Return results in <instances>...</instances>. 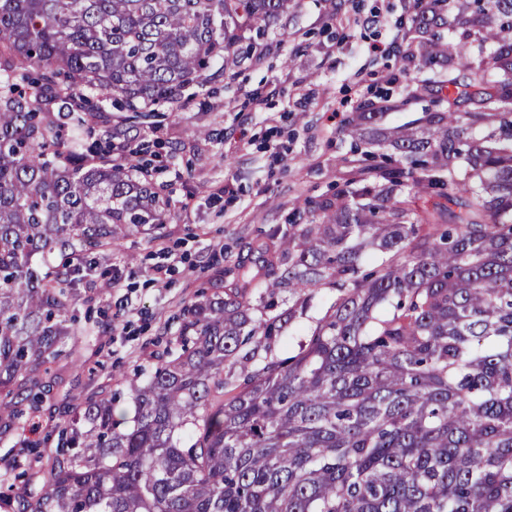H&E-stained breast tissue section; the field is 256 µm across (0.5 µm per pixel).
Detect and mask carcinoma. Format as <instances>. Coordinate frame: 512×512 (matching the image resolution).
Returning a JSON list of instances; mask_svg holds the SVG:
<instances>
[{"label":"carcinoma","instance_id":"obj_1","mask_svg":"<svg viewBox=\"0 0 512 512\" xmlns=\"http://www.w3.org/2000/svg\"><path fill=\"white\" fill-rule=\"evenodd\" d=\"M290 2L0 0L4 428L43 412L75 353L58 259L165 223L130 131L234 76L244 33ZM411 12L403 59L435 72L433 108L348 113L336 192L184 303L133 416L107 388L74 400L42 488L1 487L0 512H512V0ZM89 124L107 155L71 136ZM321 288L336 301L308 341L273 353Z\"/></svg>","mask_w":512,"mask_h":512}]
</instances>
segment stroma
Here are the masks:
<instances>
[{"label":"stroma","instance_id":"stroma-1","mask_svg":"<svg viewBox=\"0 0 512 512\" xmlns=\"http://www.w3.org/2000/svg\"><path fill=\"white\" fill-rule=\"evenodd\" d=\"M410 28L407 0H292L236 77L141 130L139 157L164 185L171 216L156 235H130L81 271L76 313L93 333L80 357L54 364L39 430L26 421L0 432V482L20 467L41 486L56 447L47 435L73 398L100 385L126 390L156 337L176 336L185 302L223 291L225 266L286 227L295 207L335 189L345 174L344 113L411 87L399 55ZM335 298L318 290L279 350L297 349Z\"/></svg>","mask_w":512,"mask_h":512}]
</instances>
